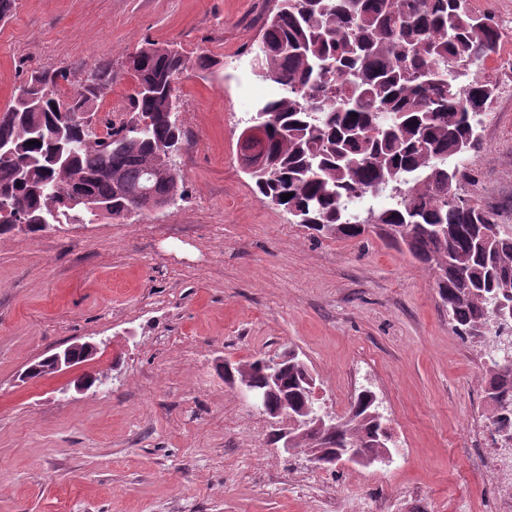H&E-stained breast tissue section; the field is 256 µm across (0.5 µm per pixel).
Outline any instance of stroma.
<instances>
[{"label": "stroma", "mask_w": 512, "mask_h": 512, "mask_svg": "<svg viewBox=\"0 0 512 512\" xmlns=\"http://www.w3.org/2000/svg\"><path fill=\"white\" fill-rule=\"evenodd\" d=\"M274 5L17 0L0 22V109L33 72L67 70L69 93L108 62L98 113L120 118L135 86L122 63L148 40L222 62L176 84L178 206L0 237V512H491L469 438L484 355L454 332L431 274L372 233L313 236L243 169L240 133L275 92L251 53ZM502 32L471 71L499 90L512 88V25ZM479 139L460 192L512 225V97L491 99ZM85 341L98 350L71 371L23 379ZM290 349L323 409L376 394L392 463L315 485L304 456L267 446L265 416L224 363ZM84 375L103 383L69 390Z\"/></svg>", "instance_id": "1"}]
</instances>
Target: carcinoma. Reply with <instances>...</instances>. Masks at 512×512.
Listing matches in <instances>:
<instances>
[{
	"label": "carcinoma",
	"mask_w": 512,
	"mask_h": 512,
	"mask_svg": "<svg viewBox=\"0 0 512 512\" xmlns=\"http://www.w3.org/2000/svg\"><path fill=\"white\" fill-rule=\"evenodd\" d=\"M502 37L490 17L468 0H277L253 49V68L274 83L248 124L259 135L240 146L245 160L263 158L251 173L261 200L282 206L295 223L320 234L357 238L372 228L405 249L435 278L455 331L495 360L484 376V417L512 448V327L495 309L512 302V231L495 213L458 192L462 156L476 148L479 116L494 89L458 82L455 66H478ZM221 61L197 59L171 44L146 41L126 66L137 84L126 118L93 124L97 102L114 79L112 63L86 74L68 97L60 69L37 71L0 111V206L41 215L80 193L117 219L134 205L150 169L158 176L150 198L183 195L180 175L161 172L178 152L183 130L174 83L190 69ZM64 150L66 163L55 160ZM387 191L376 211L349 210L346 197ZM290 193L286 201L282 195ZM280 384L267 407L301 419L316 407L309 370L290 352L247 361L238 379L256 389L270 368ZM348 419L334 430L298 432L295 448H354L377 454L389 443L388 420L364 389Z\"/></svg>",
	"instance_id": "obj_1"
}]
</instances>
